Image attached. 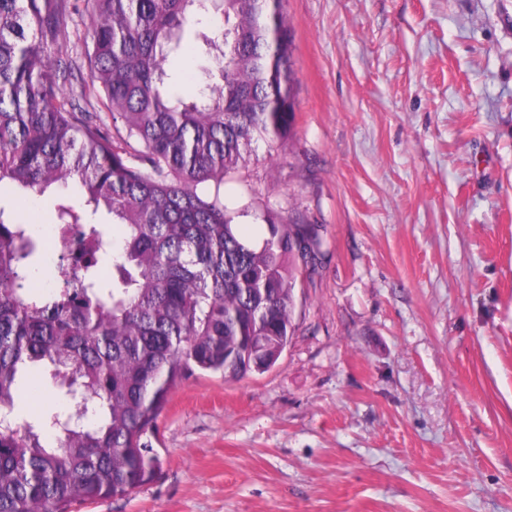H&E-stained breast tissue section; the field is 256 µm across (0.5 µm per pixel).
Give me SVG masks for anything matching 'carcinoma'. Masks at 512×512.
<instances>
[{"label":"carcinoma","mask_w":512,"mask_h":512,"mask_svg":"<svg viewBox=\"0 0 512 512\" xmlns=\"http://www.w3.org/2000/svg\"><path fill=\"white\" fill-rule=\"evenodd\" d=\"M211 5L224 15L221 83L187 103L161 62ZM85 14L90 76L76 94L61 56L67 19ZM294 50L283 0H0V188L84 191L56 200L53 233L77 230L84 251L61 256L46 287L33 229L0 203V512L132 492L159 466L148 437L186 373H263L286 348L311 229L253 198L229 206L224 184L253 144L292 138ZM102 209L121 239L104 236ZM40 363L75 412L14 414L21 376Z\"/></svg>","instance_id":"cac0c4a2"}]
</instances>
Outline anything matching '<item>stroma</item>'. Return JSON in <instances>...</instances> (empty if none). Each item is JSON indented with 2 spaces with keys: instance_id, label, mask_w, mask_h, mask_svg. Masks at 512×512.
I'll list each match as a JSON object with an SVG mask.
<instances>
[{
  "instance_id": "1",
  "label": "stroma",
  "mask_w": 512,
  "mask_h": 512,
  "mask_svg": "<svg viewBox=\"0 0 512 512\" xmlns=\"http://www.w3.org/2000/svg\"><path fill=\"white\" fill-rule=\"evenodd\" d=\"M291 142L257 143L227 201L315 225L294 333L268 371L187 373L152 439L161 469L75 512H512V0H285ZM187 29L164 63L195 100ZM8 206L32 225L52 196ZM64 398L33 372L17 411Z\"/></svg>"
}]
</instances>
